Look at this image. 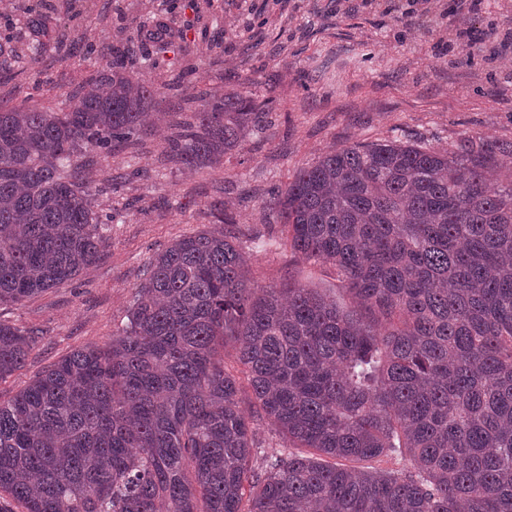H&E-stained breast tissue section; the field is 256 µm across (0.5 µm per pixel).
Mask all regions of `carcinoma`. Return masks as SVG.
<instances>
[{
	"label": "carcinoma",
	"mask_w": 512,
	"mask_h": 512,
	"mask_svg": "<svg viewBox=\"0 0 512 512\" xmlns=\"http://www.w3.org/2000/svg\"><path fill=\"white\" fill-rule=\"evenodd\" d=\"M158 93L109 64L65 108L0 107V305L95 263L85 167L145 129ZM197 100L169 143L188 169L243 146L269 109L238 91ZM266 206L278 245L334 267L352 307L252 287L219 203L224 228L152 259L109 345L0 401V512H512V142L337 148ZM37 339L0 322V380ZM261 422L281 444L256 467ZM389 455L411 471L324 462Z\"/></svg>",
	"instance_id": "carcinoma-1"
}]
</instances>
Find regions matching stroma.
Returning a JSON list of instances; mask_svg holds the SVG:
<instances>
[{
    "label": "stroma",
    "instance_id": "stroma-1",
    "mask_svg": "<svg viewBox=\"0 0 512 512\" xmlns=\"http://www.w3.org/2000/svg\"><path fill=\"white\" fill-rule=\"evenodd\" d=\"M0 0V106L58 107L121 51L130 72L199 92L248 90L271 110L262 130L212 166L186 170L168 142L197 103L157 95L166 120L91 172L110 222L95 264L0 321L39 333L25 366L0 382L8 399L75 349L109 342L152 257L216 227L222 201L261 286L301 282L349 298L334 268L277 247L269 192L344 145L399 140L452 149L466 137L512 142V0ZM468 33L457 37L459 21ZM127 180L113 185L112 176Z\"/></svg>",
    "mask_w": 512,
    "mask_h": 512
}]
</instances>
